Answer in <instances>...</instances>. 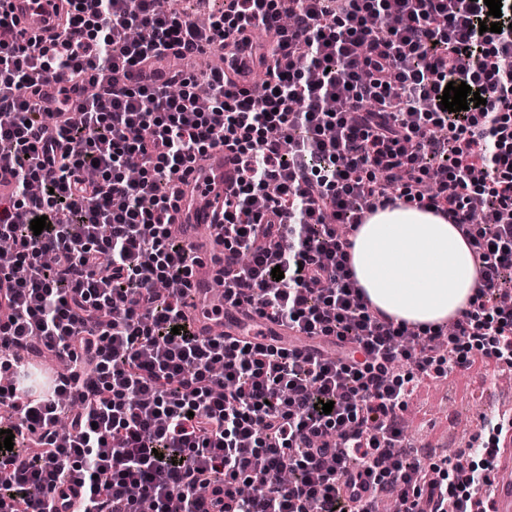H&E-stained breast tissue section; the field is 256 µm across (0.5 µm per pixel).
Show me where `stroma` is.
<instances>
[{
	"label": "stroma",
	"instance_id": "stroma-1",
	"mask_svg": "<svg viewBox=\"0 0 512 512\" xmlns=\"http://www.w3.org/2000/svg\"><path fill=\"white\" fill-rule=\"evenodd\" d=\"M500 371V364L476 356L465 368L423 379L403 411L415 430L413 445L438 461L467 448L487 413L512 414V394L498 387Z\"/></svg>",
	"mask_w": 512,
	"mask_h": 512
}]
</instances>
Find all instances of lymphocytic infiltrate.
I'll list each match as a JSON object with an SVG mask.
<instances>
[{
    "instance_id": "1",
    "label": "lymphocytic infiltrate",
    "mask_w": 512,
    "mask_h": 512,
    "mask_svg": "<svg viewBox=\"0 0 512 512\" xmlns=\"http://www.w3.org/2000/svg\"><path fill=\"white\" fill-rule=\"evenodd\" d=\"M68 3L44 42L17 32L0 0V166L15 180L0 241L18 262L0 271V408L14 434L0 512H139L146 497L154 512H374L384 497L405 512H489L478 493L501 415L429 463L400 413L421 379L474 354L512 365V0L498 33L479 29L484 0H224L206 27L155 0ZM285 10L296 23L262 60L261 102L223 71L128 82L175 45L235 58L245 20ZM450 82L482 105L444 109ZM225 145L238 177L224 197V301L319 338L307 351L204 338L184 317L191 262L167 191L194 155ZM402 203L465 227L472 249L479 286L443 351L444 326L393 319L350 270L360 224ZM165 279L176 294L157 293ZM45 350L68 369L35 396L17 355ZM259 458L261 486L244 496Z\"/></svg>"
}]
</instances>
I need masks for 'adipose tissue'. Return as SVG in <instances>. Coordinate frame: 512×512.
Masks as SVG:
<instances>
[{"label":"adipose tissue","mask_w":512,"mask_h":512,"mask_svg":"<svg viewBox=\"0 0 512 512\" xmlns=\"http://www.w3.org/2000/svg\"><path fill=\"white\" fill-rule=\"evenodd\" d=\"M351 268L376 307L423 328L457 316L479 280L471 247L455 226L411 204L386 208L362 224Z\"/></svg>","instance_id":"ef3b65f1"}]
</instances>
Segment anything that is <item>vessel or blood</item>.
Listing matches in <instances>:
<instances>
[{
    "mask_svg": "<svg viewBox=\"0 0 512 512\" xmlns=\"http://www.w3.org/2000/svg\"><path fill=\"white\" fill-rule=\"evenodd\" d=\"M59 3L60 0H8L7 6L20 27L26 28L28 36L39 38L52 23ZM268 49V43L264 42L244 56L242 71L235 77L239 87H249L250 73L259 69L260 58ZM236 175L235 154L220 146L204 159L191 163L189 173L176 182L174 193L178 206L174 211V222L193 259V300L187 313L201 336H246L254 341L278 336L288 340L293 336L288 328L245 316L225 305L223 297L214 296L211 291L221 270L215 258L224 252V195ZM501 448L489 503L492 512H512L511 429L503 435Z\"/></svg>",
    "mask_w": 512,
    "mask_h": 512,
    "instance_id": "1",
    "label": "vessel or blood"
}]
</instances>
